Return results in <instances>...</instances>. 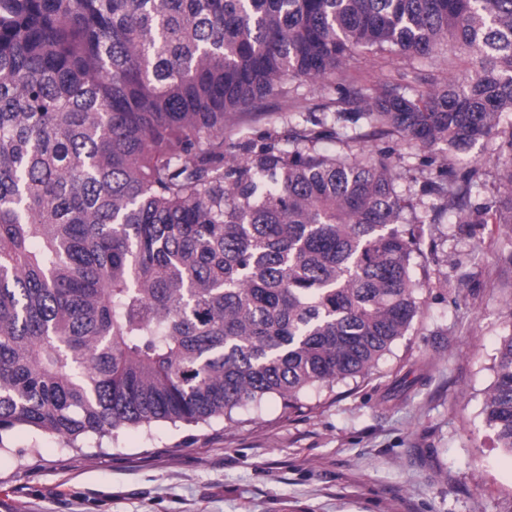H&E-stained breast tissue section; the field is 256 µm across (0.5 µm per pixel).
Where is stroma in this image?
<instances>
[{"instance_id": "1", "label": "stroma", "mask_w": 512, "mask_h": 512, "mask_svg": "<svg viewBox=\"0 0 512 512\" xmlns=\"http://www.w3.org/2000/svg\"><path fill=\"white\" fill-rule=\"evenodd\" d=\"M448 75V52L407 60L356 51L334 82L291 85L322 104L337 86L370 87L408 67ZM283 100L235 114L224 141L259 139L285 121ZM502 134L471 156L482 170L475 199L496 194ZM346 159L366 153L391 166L401 187L434 178L447 147L401 139L325 142ZM414 274L421 312L366 378L311 391L291 412L278 396L198 426L158 422L90 434L74 449L21 428L0 450V512H507L512 455L485 423L496 349L512 332V229L502 224L419 225Z\"/></svg>"}]
</instances>
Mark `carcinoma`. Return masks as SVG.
<instances>
[{"label": "carcinoma", "mask_w": 512, "mask_h": 512, "mask_svg": "<svg viewBox=\"0 0 512 512\" xmlns=\"http://www.w3.org/2000/svg\"><path fill=\"white\" fill-rule=\"evenodd\" d=\"M371 95L289 108L224 151V121L323 80L358 49L414 58ZM512 112V0H0V448L20 427L198 424L368 375L420 313L417 205L359 137L444 143L423 185L451 224H512L462 168ZM333 122H328V115ZM485 422L512 454V333Z\"/></svg>", "instance_id": "obj_1"}]
</instances>
